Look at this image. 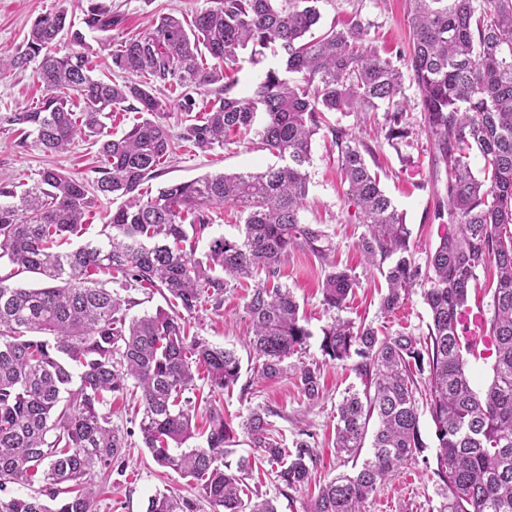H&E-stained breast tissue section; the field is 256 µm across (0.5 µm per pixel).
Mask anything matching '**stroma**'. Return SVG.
I'll use <instances>...</instances> for the list:
<instances>
[{
	"label": "stroma",
	"mask_w": 512,
	"mask_h": 512,
	"mask_svg": "<svg viewBox=\"0 0 512 512\" xmlns=\"http://www.w3.org/2000/svg\"><path fill=\"white\" fill-rule=\"evenodd\" d=\"M80 0H0V51L11 50L24 39L30 25L39 15L67 6L74 19H81ZM114 12L123 17L122 24L113 29V42L145 31L153 17L167 13L182 20H190L197 12L212 7L213 0H107ZM321 20L315 34H322L330 26H343L354 13H362L373 28L370 33L382 56H393L407 51L410 24L407 0H319ZM43 94L32 69L15 70L0 78V114L13 112L36 104ZM405 96L412 108L408 119L415 124L414 134L397 145L388 144L377 128L383 123L382 112L368 117L355 114L339 116L340 126L349 128L373 150V169L397 209L404 213L411 231L410 245L417 260H424L427 252L439 242L438 225L429 223L427 214L432 207V196L426 187L432 149L426 134L419 130L420 110L416 108L414 87H406ZM172 137L181 141L175 153L164 165L161 177L150 181L148 192L171 182L189 181L204 175L223 171H256L274 163L268 151L242 140L203 152L183 142L181 135L186 125L185 116L178 108H171L161 118ZM337 149L328 130H321L312 144L310 185L303 218L317 225L331 247L330 256L337 268L349 271L360 282L342 315L371 324L379 335L391 336L404 331L416 336L425 334L429 312L421 289H414L406 304L385 316L379 309L385 292V279L378 267L367 263L359 249V239L365 228L350 223L344 203L343 188L336 172ZM101 161L98 148L92 142H78L65 153L47 154L35 137H24L19 132L0 128V186L13 188L16 193L33 186L46 168L62 169L84 181H92ZM328 268L312 253L296 249L289 253L280 266L279 283L294 292L306 326L311 332L305 352L292 356V363H317L321 366L322 396L315 403H307L298 391L293 378L262 381L254 379L251 359L243 344L249 328L243 306L247 289L262 285L265 274H257L246 284L231 282L224 293L221 310L203 304L187 315L191 334L202 336L211 344L236 351L242 364L237 387L226 392H211L208 385L198 383L192 392L193 400L209 402L223 410L238 433L233 447L235 456L254 458L253 471L247 481L249 488L272 498L277 512H305L308 499L317 494L325 482L342 472L344 465L336 455V407L345 389L355 384L357 377L350 362L325 359L320 349L322 329L331 321V315L322 305L320 283ZM249 386V395H241V386ZM270 410L272 434L284 442H292L299 430L314 433L317 460L308 486L299 490L280 491L275 475L261 452L253 448L239 427L250 409ZM139 418L132 402L116 398L112 403V423L127 430L128 449L123 469L113 470L105 484V491L97 503V512H145L149 497L156 492L170 490L188 498L198 496L197 489L176 473L158 467L144 448L138 432ZM439 497L429 468L418 463L403 467L391 477L366 503L367 512H435Z\"/></svg>",
	"instance_id": "1"
}]
</instances>
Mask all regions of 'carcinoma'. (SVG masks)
Wrapping results in <instances>:
<instances>
[{
	"mask_svg": "<svg viewBox=\"0 0 512 512\" xmlns=\"http://www.w3.org/2000/svg\"><path fill=\"white\" fill-rule=\"evenodd\" d=\"M318 0H217L188 24L159 16L145 31L112 48L122 18L103 0H87L82 23L100 33L122 83L92 75L94 49L73 29L68 10L38 16L14 51L0 52V78L37 62L44 93L39 106L0 115V123L33 135L51 153L78 139L98 144L102 160L93 189L70 173L45 168L21 195L0 197V259L49 285L24 288L0 276V492L39 482L27 497H0V512H96L95 477L122 466L127 439L112 426V398L141 392L138 423L144 447L161 468L191 479L213 512H277L273 500L245 495L250 460L226 461L235 433L224 412L206 408L205 445L196 435V406L185 392L203 380L225 390L237 384L235 351L189 335L185 318L203 303L219 305L228 279L263 271L277 277L288 252L307 249L327 259L325 234L304 222L312 142L322 128L338 151L344 203L365 226L360 248L381 268L384 314L423 287L427 333L377 335L370 325L335 318L320 344L332 361L355 359L361 388L346 389L337 406L336 448L352 462L319 487L306 512H365L364 504L405 465L429 464L420 432L419 397L435 428L436 512H512V0H409V51L392 60L369 45L371 24L360 14L317 38ZM71 47L52 51L62 32ZM276 47L281 66L268 69L254 96L232 94L238 52L255 63ZM415 87L422 130L433 149L428 180L430 221L442 230L419 263L405 216L366 162L370 148L328 114L384 109L385 139L413 134L403 105L405 82ZM199 111L181 140L201 150L253 131L278 163L259 172L205 175L164 186H142L163 173L175 141L161 115L172 106ZM117 110L140 118L122 136L106 131ZM478 153L479 171L470 158ZM446 180L440 182V171ZM124 202L108 215L103 238L74 250L61 246L83 230L98 196ZM219 205L243 224L240 236L210 240L203 258L186 250V227L202 233ZM484 273L479 278L478 272ZM160 288L168 308L127 318L123 300L107 287ZM358 282L344 270L322 281L328 310L346 307ZM492 294L484 348L466 339L470 291ZM247 347L260 380L291 376L308 403L320 399L321 370L287 363L310 331L293 291L279 284L246 295ZM493 359L491 381L474 387L470 358ZM268 413L257 408L242 423L253 447L276 467L282 490L309 482L314 434L299 433L288 448L274 439ZM368 448L367 457L360 455ZM195 501L159 492L146 512H197Z\"/></svg>",
	"mask_w": 512,
	"mask_h": 512,
	"instance_id": "cac0c4a2",
	"label": "carcinoma"
}]
</instances>
